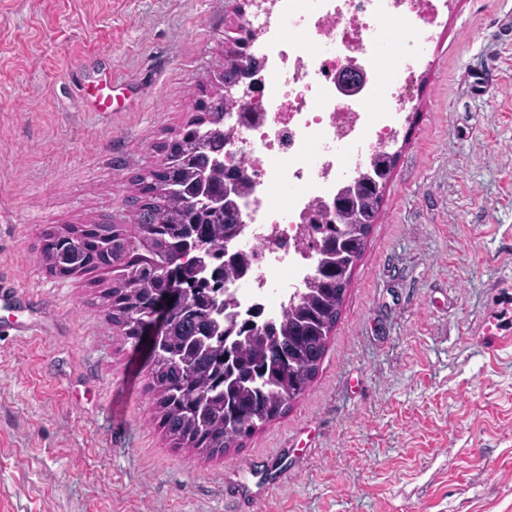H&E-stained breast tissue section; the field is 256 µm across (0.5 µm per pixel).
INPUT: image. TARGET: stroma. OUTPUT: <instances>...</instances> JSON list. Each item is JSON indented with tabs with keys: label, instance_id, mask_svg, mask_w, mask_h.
I'll list each match as a JSON object with an SVG mask.
<instances>
[{
	"label": "stroma",
	"instance_id": "1",
	"mask_svg": "<svg viewBox=\"0 0 512 512\" xmlns=\"http://www.w3.org/2000/svg\"><path fill=\"white\" fill-rule=\"evenodd\" d=\"M240 22L0 0V512H512V0H453L431 32L319 370L242 447L169 437L108 277L42 261L43 231L124 220Z\"/></svg>",
	"mask_w": 512,
	"mask_h": 512
}]
</instances>
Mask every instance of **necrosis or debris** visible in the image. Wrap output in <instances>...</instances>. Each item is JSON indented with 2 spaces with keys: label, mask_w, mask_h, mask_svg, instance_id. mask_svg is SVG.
<instances>
[{
  "label": "necrosis or debris",
  "mask_w": 512,
  "mask_h": 512,
  "mask_svg": "<svg viewBox=\"0 0 512 512\" xmlns=\"http://www.w3.org/2000/svg\"><path fill=\"white\" fill-rule=\"evenodd\" d=\"M268 8L251 117H230L224 162L244 167L254 184L238 200L244 227L232 244L251 263L228 310L257 309L276 322L316 273L311 245L340 192L396 137L426 36L448 0H270ZM388 22L401 33L386 42ZM355 67L366 80L344 93L338 75Z\"/></svg>",
  "instance_id": "4bbe7bcc"
}]
</instances>
